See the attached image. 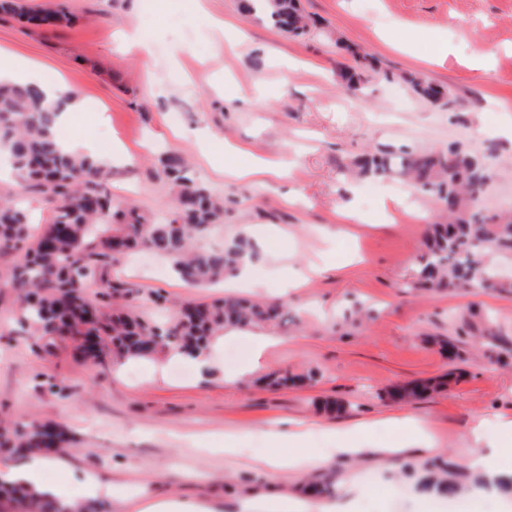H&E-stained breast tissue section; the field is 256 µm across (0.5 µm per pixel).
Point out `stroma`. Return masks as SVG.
Here are the masks:
<instances>
[{"instance_id": "stroma-1", "label": "stroma", "mask_w": 512, "mask_h": 512, "mask_svg": "<svg viewBox=\"0 0 512 512\" xmlns=\"http://www.w3.org/2000/svg\"><path fill=\"white\" fill-rule=\"evenodd\" d=\"M27 15L64 6L71 25L40 28L26 18L0 20V49L78 89L87 102L72 129L109 154V191L146 215L167 216L173 189L158 174L161 156L178 153L191 174L224 199L225 241L242 233L261 251L252 279L256 300H283L291 323L256 353L245 331L225 332L235 356L219 352L199 373L188 362L121 361L100 367L75 357L66 341L44 354L0 293V421H50L70 430L78 451L62 455L61 477H96L106 488L99 512H131L146 497L177 496L240 512L254 494L283 497L333 480L330 498L308 512H512V496L464 492L456 501L418 492L407 475L425 454L391 451L397 421L431 426L436 455L466 466L497 445V422L512 412V364L474 350L473 312L491 311L512 348V294L436 293L411 288L427 224L438 215L426 196L408 197L396 179H354L352 160L377 149L441 148L480 153L493 177L481 202L512 210V0H300L309 19L292 36L240 0H22ZM147 36V52L130 32ZM490 53L487 67L467 64L472 39ZM448 43L437 57L436 40ZM363 71V93L348 90L341 68ZM397 73L388 82L376 69ZM422 76L450 93L429 104L403 82ZM267 106H258V98ZM184 110L180 126L169 112ZM247 149L274 163L262 179L224 174L207 161L215 144ZM344 233H337V225ZM156 257L115 264L112 278L137 288L141 311L155 294L208 302L223 288L187 287L158 276ZM323 268L281 294L285 279ZM442 335L459 349L451 360L425 343ZM321 377L266 388L265 375L287 369ZM457 371L447 389L410 403L385 390ZM237 374L236 383L226 377ZM50 376L62 396L40 386ZM482 425L483 437L472 430ZM306 431L307 467H258L269 445Z\"/></svg>"}]
</instances>
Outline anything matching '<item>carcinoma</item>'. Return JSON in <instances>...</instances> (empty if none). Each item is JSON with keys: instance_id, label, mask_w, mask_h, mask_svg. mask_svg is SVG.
Here are the masks:
<instances>
[{"instance_id": "cac0c4a2", "label": "carcinoma", "mask_w": 512, "mask_h": 512, "mask_svg": "<svg viewBox=\"0 0 512 512\" xmlns=\"http://www.w3.org/2000/svg\"><path fill=\"white\" fill-rule=\"evenodd\" d=\"M259 8L281 29L298 34L306 27L296 0H265ZM28 20L59 27L70 16L57 10ZM403 80L426 101L436 102L443 95L421 78L409 75ZM60 108L36 83L0 81V152L21 176L18 190L0 198V254L13 256L12 265L0 272V289L15 297L19 321L32 328V341L50 355L54 341L64 337L83 358L103 365L110 359L154 358L166 352L192 356L208 349L226 329L288 322V311L277 302L228 295L209 304L182 300L163 322L145 318L137 304L138 290L108 276V268L123 254L147 249L167 260L185 285L201 288L223 282L240 265L256 260L257 249L243 235L218 249L201 245L223 225L224 199L191 177L187 160L179 154L162 160V174L174 188L168 219L152 222L137 207L114 203L106 191L108 167L59 147L55 128ZM352 167L362 178H406L442 208V221L428 225L414 286L455 293L481 274L482 288L512 293V279L497 278L494 267L495 259L512 258V213L490 212L481 205L491 180L481 156L450 144L369 154L354 160ZM31 195L52 213L41 229L29 221ZM89 288L95 289L94 295L88 294ZM474 335L491 349L500 341L492 321ZM446 384L443 379L416 381L395 388L391 396L419 399ZM71 443L70 434L52 422L0 425V450L11 455H59ZM491 484L501 493H512L511 477L490 483L443 459L424 464L416 482L421 491L448 499ZM0 512L68 510L1 481Z\"/></svg>"}]
</instances>
